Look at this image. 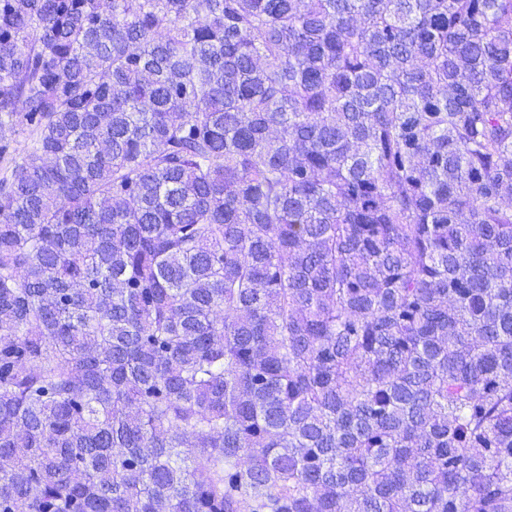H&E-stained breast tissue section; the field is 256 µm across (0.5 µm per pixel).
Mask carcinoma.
<instances>
[{
	"mask_svg": "<svg viewBox=\"0 0 512 512\" xmlns=\"http://www.w3.org/2000/svg\"><path fill=\"white\" fill-rule=\"evenodd\" d=\"M0 512H512V0H0ZM33 138V134L25 126L18 123L11 125L6 120L2 130H0V145L1 143L9 144V153L4 157H0V180L10 174L12 167L11 159L14 157L20 159L24 156L32 145Z\"/></svg>",
	"mask_w": 512,
	"mask_h": 512,
	"instance_id": "obj_1",
	"label": "carcinoma"
}]
</instances>
